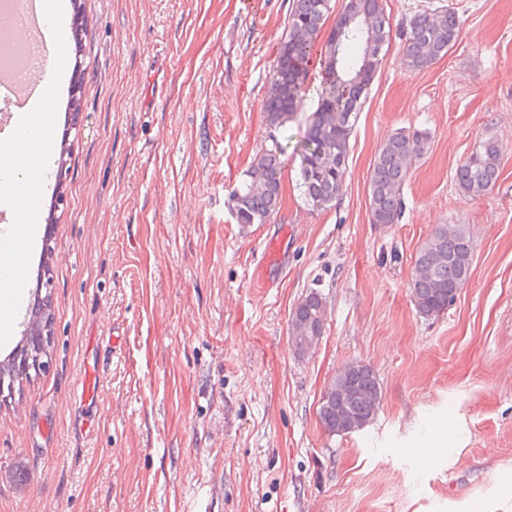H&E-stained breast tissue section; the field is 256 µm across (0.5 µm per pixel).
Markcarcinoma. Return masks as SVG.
Returning <instances> with one entry per match:
<instances>
[{
  "label": "carcinoma",
  "mask_w": 512,
  "mask_h": 512,
  "mask_svg": "<svg viewBox=\"0 0 512 512\" xmlns=\"http://www.w3.org/2000/svg\"><path fill=\"white\" fill-rule=\"evenodd\" d=\"M331 13V0H292L288 30L281 38L276 63L267 77L264 102L270 144L254 160L253 174L231 195L236 222L244 226L264 224L283 202L281 156L286 146L276 136L297 115L306 91L308 74L320 67L318 107L303 139L299 188L308 205L324 209L341 193L350 138L366 94L376 79L383 60V48L390 38L382 0H344L331 27L329 38L318 35ZM458 20L454 11L441 9L414 15L405 31L404 64L411 73L431 66L445 56L456 41ZM425 130L397 129L380 145L369 175L368 194L371 223L399 222L404 200L402 188L412 163L430 148ZM502 145L493 138L475 143L469 156L455 172L458 188L469 195H481L493 187L500 174ZM473 262V243L460 224H442L418 250L410 292L414 306L423 317H435L448 310L468 282ZM323 298L316 292L304 297L290 316V344L293 352L305 356L307 337L321 336ZM36 311L29 329L36 336L51 324L50 305L33 304ZM332 382L347 384L355 391L349 400L350 415L340 418L333 400L319 407V419L330 433L349 434L362 430L375 417L382 388L373 369L357 364L338 373Z\"/></svg>",
  "instance_id": "cac0c4a2"
}]
</instances>
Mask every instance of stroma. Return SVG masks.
I'll use <instances>...</instances> for the list:
<instances>
[{"mask_svg":"<svg viewBox=\"0 0 512 512\" xmlns=\"http://www.w3.org/2000/svg\"><path fill=\"white\" fill-rule=\"evenodd\" d=\"M81 3L84 51L64 56L50 110L49 149L71 153L65 202L29 259L50 263L49 366L0 397V512H512V0H383L391 40L341 193L317 210L296 187L314 72L279 133L282 208L245 230L228 201L267 141L290 0ZM446 5L455 45L407 71L403 25ZM399 128L429 131L430 149L399 222L374 224L370 167ZM489 137L505 149L500 177L463 194L455 170ZM442 224L465 225L472 272L426 318L409 283ZM312 292L326 329L300 358L289 319ZM351 362L376 373L380 407L332 434L320 399Z\"/></svg>","mask_w":512,"mask_h":512,"instance_id":"35a3bbf8","label":"stroma"}]
</instances>
